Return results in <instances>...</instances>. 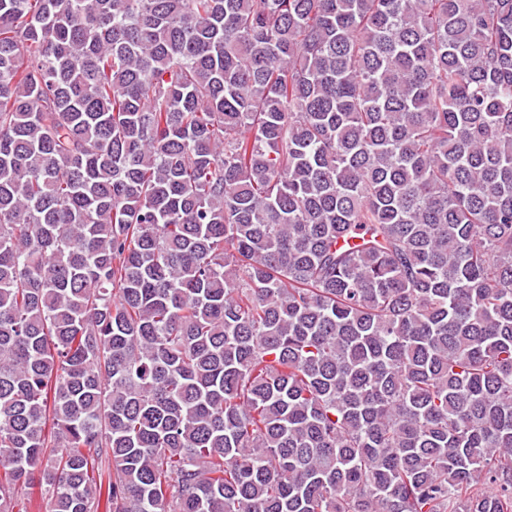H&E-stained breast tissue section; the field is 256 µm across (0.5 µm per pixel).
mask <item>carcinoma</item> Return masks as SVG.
Listing matches in <instances>:
<instances>
[{
  "instance_id": "carcinoma-1",
  "label": "carcinoma",
  "mask_w": 512,
  "mask_h": 512,
  "mask_svg": "<svg viewBox=\"0 0 512 512\" xmlns=\"http://www.w3.org/2000/svg\"><path fill=\"white\" fill-rule=\"evenodd\" d=\"M512 512V0H0V512Z\"/></svg>"
}]
</instances>
